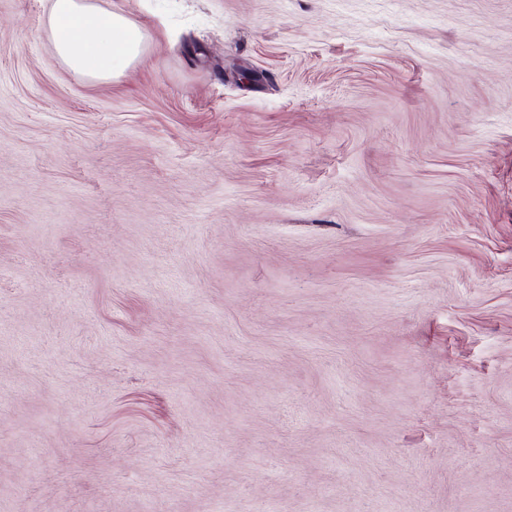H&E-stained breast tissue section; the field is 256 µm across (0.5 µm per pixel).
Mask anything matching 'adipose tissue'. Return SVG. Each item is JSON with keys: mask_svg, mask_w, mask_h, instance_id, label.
<instances>
[{"mask_svg": "<svg viewBox=\"0 0 512 512\" xmlns=\"http://www.w3.org/2000/svg\"><path fill=\"white\" fill-rule=\"evenodd\" d=\"M49 29L62 62L90 79L120 76L143 48L141 28L96 0H52Z\"/></svg>", "mask_w": 512, "mask_h": 512, "instance_id": "1", "label": "adipose tissue"}]
</instances>
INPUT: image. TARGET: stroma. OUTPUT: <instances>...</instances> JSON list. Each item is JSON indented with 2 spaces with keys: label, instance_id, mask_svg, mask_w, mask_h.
Segmentation results:
<instances>
[{
  "label": "stroma",
  "instance_id": "obj_1",
  "mask_svg": "<svg viewBox=\"0 0 512 512\" xmlns=\"http://www.w3.org/2000/svg\"><path fill=\"white\" fill-rule=\"evenodd\" d=\"M0 0V512H512V0ZM49 29L62 62L90 79L120 76L143 48L144 33L134 21L92 0H53Z\"/></svg>",
  "mask_w": 512,
  "mask_h": 512
}]
</instances>
